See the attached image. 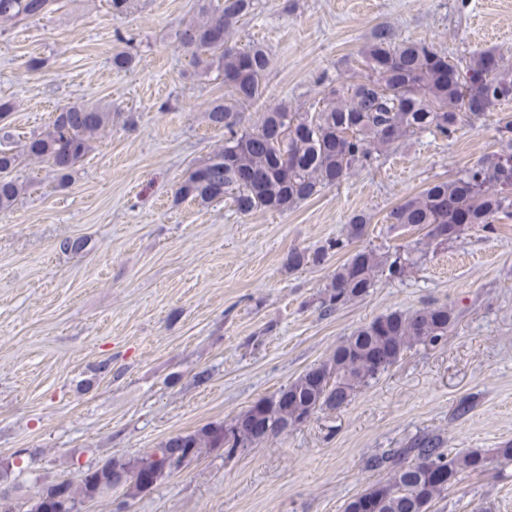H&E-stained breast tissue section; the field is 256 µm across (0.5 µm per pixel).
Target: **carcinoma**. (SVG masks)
I'll return each instance as SVG.
<instances>
[{"label":"carcinoma","instance_id":"cac0c4a2","mask_svg":"<svg viewBox=\"0 0 512 512\" xmlns=\"http://www.w3.org/2000/svg\"><path fill=\"white\" fill-rule=\"evenodd\" d=\"M51 0H0V20L44 16ZM253 0H201L202 20L176 32L193 50L194 67L216 71L231 89L230 98L207 111L211 127L224 132V146L180 185L176 194L202 203L230 197L235 210L284 212L327 186L338 185L349 171L375 165L394 145L427 133L452 138L463 117L479 119L512 102V66L489 70L492 50L454 64L421 41L397 43L380 25L362 52L366 75L329 91L322 108L301 112L281 103L243 122L241 108L266 89L270 57L261 44L240 49L230 41L247 17ZM112 124V113L83 104L57 110L48 128L28 138L18 152L0 149V211L12 208L26 186L11 177L22 156L48 163L61 179L70 177L91 148L90 142ZM512 216V136L500 141L487 159L454 180H435L388 213L387 223L424 232L395 252L363 248L352 253L319 294L325 316L369 293L378 277L401 278L425 260L426 248L446 245L470 225L489 229ZM371 218L355 213L347 239H329L312 251L293 249L286 264L295 270L320 266L351 241L364 236ZM453 314L425 307L411 315L393 311L356 329L329 358L312 367L275 395L262 398L229 422L211 423L172 435L149 451L110 458L79 471L73 479L46 482L22 504L0 495V512H82L88 501L116 488L133 499L152 488L135 479L144 471L154 482L196 462L206 448L231 456L269 437L288 433L319 412L347 404L354 394L393 365L415 345L435 346L448 335ZM512 463V444L473 449L449 456L435 436L414 440L371 461L388 470L387 492L376 512H431L433 503L463 472Z\"/></svg>","mask_w":512,"mask_h":512}]
</instances>
